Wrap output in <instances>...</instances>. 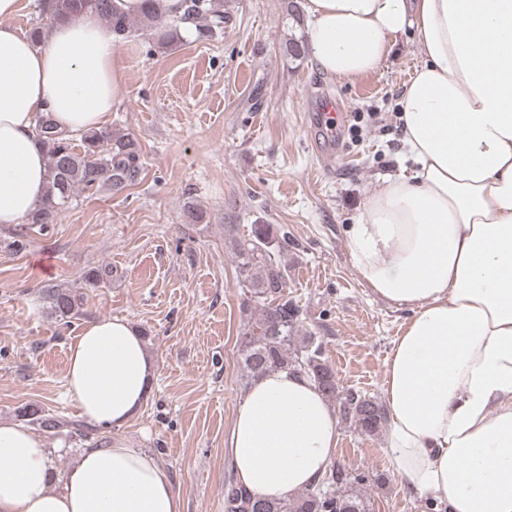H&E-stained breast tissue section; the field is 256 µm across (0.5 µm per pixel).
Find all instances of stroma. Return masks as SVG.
Returning a JSON list of instances; mask_svg holds the SVG:
<instances>
[{"mask_svg": "<svg viewBox=\"0 0 512 512\" xmlns=\"http://www.w3.org/2000/svg\"><path fill=\"white\" fill-rule=\"evenodd\" d=\"M226 9L223 39L187 35L162 49L157 28L140 23L117 47L123 93L107 124L139 144L134 185L77 193L57 223L25 225L20 250L8 246L15 226L0 225V421H19L27 405L61 420L44 437L60 472L86 443L123 437L168 470L184 512H224V433L244 386L238 336L248 295L226 227L244 237L268 224L284 240L285 296L340 387L382 401L385 360L410 315L361 282L345 229L383 178L412 167L397 112L422 61L415 30L396 38L381 69L349 80L287 55L286 41L304 38L305 27L286 0H228ZM328 95L345 114L331 139L309 118ZM190 205L203 221L189 217ZM101 266L112 277L87 290L76 318L47 316L41 288L81 285ZM114 317L140 329L157 384L131 425L90 430L66 392L68 347L86 322ZM335 461L362 476L374 512H446L401 487L383 434L342 424Z\"/></svg>", "mask_w": 512, "mask_h": 512, "instance_id": "obj_1", "label": "stroma"}]
</instances>
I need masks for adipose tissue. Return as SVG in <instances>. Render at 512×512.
<instances>
[{"label": "adipose tissue", "instance_id": "1", "mask_svg": "<svg viewBox=\"0 0 512 512\" xmlns=\"http://www.w3.org/2000/svg\"><path fill=\"white\" fill-rule=\"evenodd\" d=\"M0 0V225L47 191L39 119L69 135L103 127L122 92L111 34L85 12L33 42ZM310 58L358 79L415 28L424 61L398 100L411 173L384 179L347 229L372 293L412 311L386 360L385 448L407 492L448 512H512V0H302ZM158 376L140 330L87 322L66 386L88 426L120 430ZM339 413L300 374L244 388L224 436L236 483L283 499L315 486ZM44 439L0 422V512H184L169 472L123 439L54 472Z\"/></svg>", "mask_w": 512, "mask_h": 512}]
</instances>
